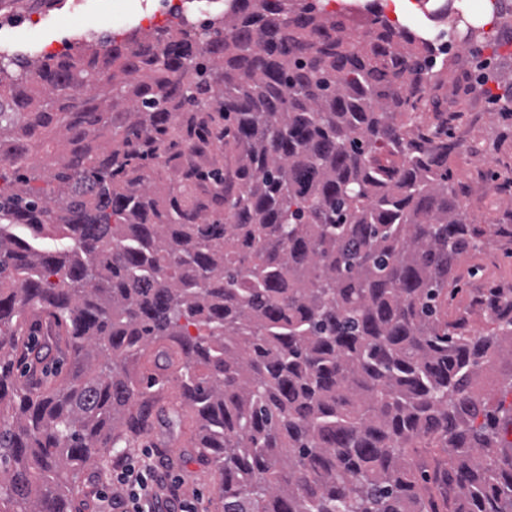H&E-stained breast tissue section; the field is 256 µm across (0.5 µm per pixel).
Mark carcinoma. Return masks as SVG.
<instances>
[{
  "label": "carcinoma",
  "instance_id": "obj_1",
  "mask_svg": "<svg viewBox=\"0 0 512 512\" xmlns=\"http://www.w3.org/2000/svg\"><path fill=\"white\" fill-rule=\"evenodd\" d=\"M489 2L488 29L469 0L429 16L478 58L512 32ZM175 17L0 60V512L86 509L80 469L150 426L147 356L195 431L176 463L214 468L224 512H512V406L477 393L498 371L512 393V285L470 296L479 336L448 315L512 217L466 222L473 147L422 121L451 47L372 3ZM488 98L512 121V88Z\"/></svg>",
  "mask_w": 512,
  "mask_h": 512
}]
</instances>
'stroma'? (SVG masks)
Wrapping results in <instances>:
<instances>
[{
	"mask_svg": "<svg viewBox=\"0 0 512 512\" xmlns=\"http://www.w3.org/2000/svg\"><path fill=\"white\" fill-rule=\"evenodd\" d=\"M162 5V0H53L37 10L22 8L0 16V57L34 60L44 53L61 51L80 38L89 40L104 32L122 35L135 27L149 31L171 24V17L161 12ZM485 100L480 93L461 100L458 132L468 143L477 145L479 152L461 154L453 162L457 179L472 188L468 215L473 223L481 225L512 211V187H495L487 192L480 181L478 165L483 161H502V178L512 177V134L507 133L497 116L477 110V103ZM461 266L466 270L461 287L475 289L493 283H512V258L505 257L495 243H487L481 251L464 258ZM186 446L185 436L169 432L162 417L157 416L151 430L134 442L129 456L134 459L148 453L158 459L165 452L173 453ZM169 470L184 478L182 491L197 512H223L213 470L194 461L170 465Z\"/></svg>",
	"mask_w": 512,
	"mask_h": 512,
	"instance_id": "35a3bbf8",
	"label": "stroma"
}]
</instances>
